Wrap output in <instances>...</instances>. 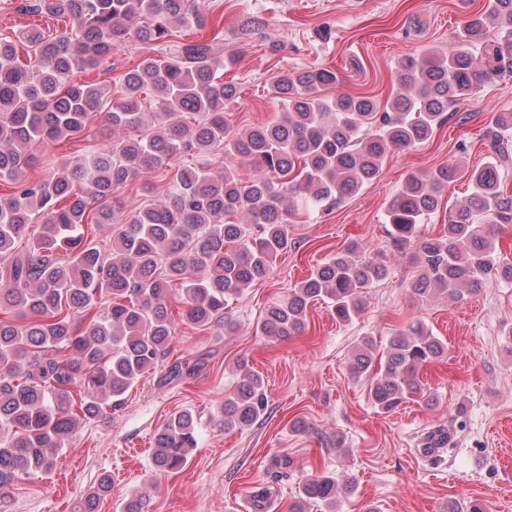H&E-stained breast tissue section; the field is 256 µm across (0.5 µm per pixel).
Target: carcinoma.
<instances>
[{
    "label": "carcinoma",
    "mask_w": 512,
    "mask_h": 512,
    "mask_svg": "<svg viewBox=\"0 0 512 512\" xmlns=\"http://www.w3.org/2000/svg\"><path fill=\"white\" fill-rule=\"evenodd\" d=\"M43 6L69 25L53 36L38 30L23 36L28 62L19 60L14 40L0 37V258L8 260L0 267L1 491L51 470L80 424L122 409L130 389L167 358L173 297L184 304L187 324L220 323L231 298L269 278L288 249L290 217L339 206L380 175L392 151L428 140L454 117L452 107L512 76V0H488L452 48H425L399 62L402 92L391 102L325 97L338 75L316 68L272 83L281 105L277 121L240 129L231 121L237 89L219 75L224 60L217 46L179 35V27L201 21L197 0H43ZM132 41L159 44L160 57L140 60L113 89L69 81ZM149 110L160 122L142 132ZM96 112L135 134L46 177L25 179L34 146L85 132ZM482 140L488 161L468 172L470 193L448 208L442 235L420 236L418 225L438 209L455 164L409 176L385 213L392 246L417 253L413 291L422 303L459 302L493 277L512 282V257L502 256L495 241L512 225L506 184L512 112L494 113ZM191 151L195 163L175 169L164 199L127 212L116 206L114 193L128 180ZM214 151L224 153L219 173ZM37 222L39 237L15 251ZM89 224L113 236L112 253L84 239ZM388 275L384 250L343 249L273 303L259 331L291 335L304 328L319 299L330 301L336 320L351 322L363 311L367 289ZM375 351V341L362 338L351 372L366 378L376 412L414 401L433 405L419 371L448 353L447 342L415 322L390 337L378 361ZM198 369L177 357L161 382ZM268 403L264 378L248 372L224 398L214 426L243 429ZM196 444L192 412L174 413L154 434V470L182 468ZM354 487L352 481L339 487L328 471L309 477L291 512H306L311 502L339 512L340 490ZM109 491L105 477L74 512H96ZM117 509L148 512V499L132 493Z\"/></svg>",
    "instance_id": "1"
}]
</instances>
